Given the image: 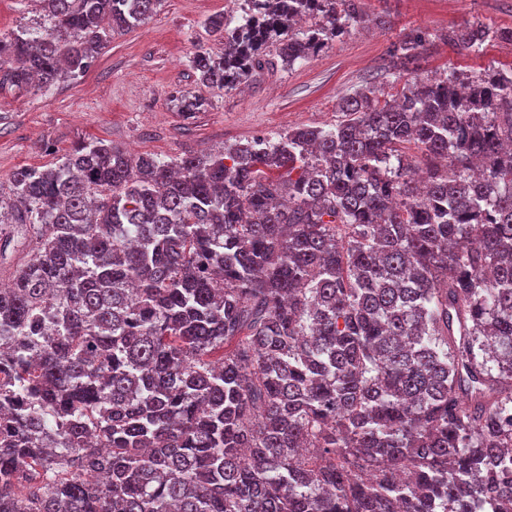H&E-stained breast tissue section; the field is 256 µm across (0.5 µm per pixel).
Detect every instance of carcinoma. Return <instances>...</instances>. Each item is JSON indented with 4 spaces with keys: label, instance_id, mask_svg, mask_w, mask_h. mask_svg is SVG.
I'll return each mask as SVG.
<instances>
[{
    "label": "carcinoma",
    "instance_id": "cac0c4a2",
    "mask_svg": "<svg viewBox=\"0 0 512 512\" xmlns=\"http://www.w3.org/2000/svg\"><path fill=\"white\" fill-rule=\"evenodd\" d=\"M161 2L40 0L0 78L82 73ZM245 2L206 22L224 52L190 57L201 85L365 22L364 0ZM443 39L469 56L512 28ZM428 46L394 43L391 74ZM339 111L170 160L80 141L11 174L0 512H512V68Z\"/></svg>",
    "mask_w": 512,
    "mask_h": 512
}]
</instances>
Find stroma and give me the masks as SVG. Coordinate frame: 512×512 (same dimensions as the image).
Segmentation results:
<instances>
[{
	"label": "stroma",
	"instance_id": "1",
	"mask_svg": "<svg viewBox=\"0 0 512 512\" xmlns=\"http://www.w3.org/2000/svg\"><path fill=\"white\" fill-rule=\"evenodd\" d=\"M365 11L369 24L292 69L264 71L238 91L201 90L206 105L189 119L177 103L180 93L198 88L189 59L200 47L220 53L205 23L226 14L225 0H163L143 23L113 36L85 73L24 91L0 85V212L15 204L13 171L50 166L83 140L168 160L216 153L298 125L336 124L341 98L361 88L388 100L417 78L512 66L510 44L492 42L463 57L441 38L475 18L511 27L512 0H365ZM416 30L433 40L426 58L401 77L385 76L381 66L392 44Z\"/></svg>",
	"mask_w": 512,
	"mask_h": 512
}]
</instances>
